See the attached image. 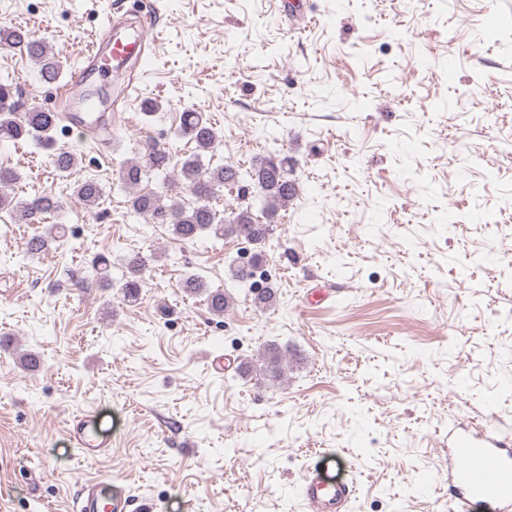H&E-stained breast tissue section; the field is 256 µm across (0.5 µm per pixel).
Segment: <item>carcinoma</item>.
Returning <instances> with one entry per match:
<instances>
[{"mask_svg": "<svg viewBox=\"0 0 512 512\" xmlns=\"http://www.w3.org/2000/svg\"><path fill=\"white\" fill-rule=\"evenodd\" d=\"M2 41L37 60L44 78L55 80L60 64L49 54L46 44L35 34L20 27L0 29V42ZM53 132L54 128L50 127L44 113L35 110L22 114L16 112L11 85L0 83L1 142L31 138L48 147L52 144ZM177 135L195 145L194 154L182 163L178 171L179 181L183 188L195 197V202L187 206L180 203L168 205L164 203V195L157 192L143 193L138 190L147 174L171 168L169 152L154 144L148 147L141 158L121 167L119 180L124 188L132 191L129 199L130 208L137 214L149 216L169 225L174 239L179 242H193L203 232L211 231L218 239L240 238L253 245L250 263L237 266L234 277L246 287L247 295L252 297L255 307L262 310L274 307V287L269 286L259 293L252 292L251 288L254 269L261 266L263 261L262 248L268 239L270 225L257 221L249 206L238 207L227 219L220 218L210 205V199L226 186L237 187L240 200L246 199L247 193L255 191L264 199L266 216L272 218L297 194L296 183L288 179L290 159L286 156L263 157L245 172L234 164H221L215 167L202 165L200 157L204 153L214 151L217 135L203 113L194 110L181 114ZM74 164L75 157L67 150L61 148L53 154V165L61 174L68 172ZM77 195L84 202L93 204L100 198L101 188L95 181L87 180L78 186ZM60 207L59 199L48 192L17 202L4 192L0 194V211L17 213L29 224L43 223L45 215ZM55 241L57 236L50 232L35 233L24 241L23 249L27 253H38L49 248ZM145 266V258L137 254L126 258L120 285L124 302L134 304L140 300ZM110 267V261L104 255L99 256L94 265V277L108 287L112 285ZM181 288L187 295L203 298L207 311L215 316L224 315L233 304V298L224 292V289L211 288L195 275L185 278ZM260 372L275 381L285 378L288 372V347H268L263 353Z\"/></svg>", "mask_w": 512, "mask_h": 512, "instance_id": "carcinoma-1", "label": "carcinoma"}]
</instances>
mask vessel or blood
<instances>
[{
  "instance_id": "1",
  "label": "vessel or blood",
  "mask_w": 512,
  "mask_h": 512,
  "mask_svg": "<svg viewBox=\"0 0 512 512\" xmlns=\"http://www.w3.org/2000/svg\"><path fill=\"white\" fill-rule=\"evenodd\" d=\"M144 35L126 43L113 41L108 55H101L96 43H89L82 65L77 68L64 87H45L39 111L62 114L66 135L77 132L102 134L97 122V102L82 96L81 89L90 78L101 80L110 77L117 64L132 53L142 51ZM67 434L85 459L92 460L107 452L109 440L95 434L89 417L73 419ZM448 483L458 508H465L474 498L492 500L497 512H512V441L503 440L487 445L475 434L455 437L448 450ZM300 497L305 512H345L356 493L354 485L330 482L320 475L306 473L299 482ZM131 501L120 493L102 494L95 484L85 486L74 499L76 512H130Z\"/></svg>"
}]
</instances>
